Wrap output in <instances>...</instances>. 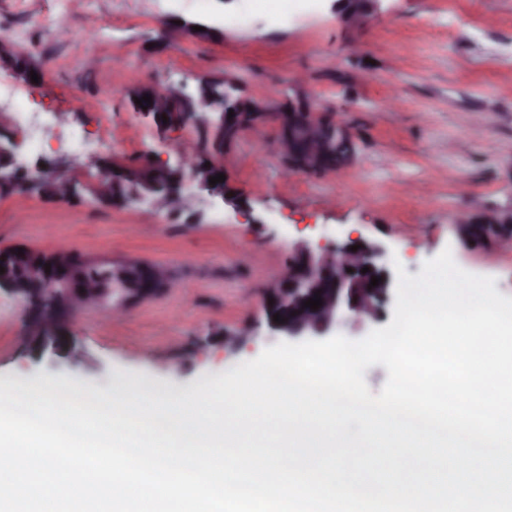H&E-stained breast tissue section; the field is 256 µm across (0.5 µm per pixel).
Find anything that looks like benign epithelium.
Wrapping results in <instances>:
<instances>
[{
    "mask_svg": "<svg viewBox=\"0 0 512 512\" xmlns=\"http://www.w3.org/2000/svg\"><path fill=\"white\" fill-rule=\"evenodd\" d=\"M379 0H332V10L343 22L355 27L363 24L372 14ZM236 82L232 79L220 83L204 97L189 94L179 88L160 84H141L132 91L139 96L151 97L153 109L167 112L171 119L166 128H188L204 125L219 131H231L235 140L250 131L257 130L273 120L277 123L278 138L274 149L280 156L292 160L286 175H305L316 171L340 172L352 163L355 156L354 141L349 132L337 121L314 108L306 111L267 109L261 119L247 122L239 112L228 117L226 102L234 96ZM21 141L12 130L0 121V184L7 183L18 193L46 194L51 190L58 198L71 199L79 194L77 183L64 177V171L54 162L44 161L36 172L17 168L13 157ZM97 170L96 186L99 200L112 203L111 172L93 159ZM145 178L152 181L158 172L176 171L180 179L173 195L167 198L166 209L179 216L189 214L188 222L199 223L201 213L195 209L199 200L229 201L235 207L242 203L231 198L224 183L209 184V178L224 172L213 162L203 170L195 165L193 151L186 145L172 146L168 155L146 161ZM485 223L476 224L466 216L458 223L471 240H485L501 234L500 225L512 223V210L484 214ZM359 249L352 251L350 247ZM386 250L383 245L362 238H350L340 244H305L297 247L289 256L278 279L266 289L264 306L266 326L273 336L287 341L305 338H321L328 335L336 324V317L349 312L357 321H377L390 299L392 276L385 265ZM72 251H41L26 249L21 258L28 262L32 276L41 275L45 265H51L48 275L64 273L65 288H50L45 296L32 302L26 301L27 289L0 277V293L13 298L21 307L28 336L25 341L36 348L61 351L73 362L81 359L77 346L65 339L63 325L66 317L96 309L106 318L126 313L138 302L168 292L177 287L170 271L155 263L131 261L124 263L128 272H136L138 282H130L128 288H101L84 280V263L74 261ZM369 271L364 273L362 268ZM378 285L369 287L372 277ZM320 292L322 306L312 310L304 302ZM280 314L285 322L277 323L274 314Z\"/></svg>",
    "mask_w": 512,
    "mask_h": 512,
    "instance_id": "1",
    "label": "benign epithelium"
}]
</instances>
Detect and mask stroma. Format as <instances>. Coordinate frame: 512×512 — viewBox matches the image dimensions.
<instances>
[{
    "instance_id": "35a3bbf8",
    "label": "stroma",
    "mask_w": 512,
    "mask_h": 512,
    "mask_svg": "<svg viewBox=\"0 0 512 512\" xmlns=\"http://www.w3.org/2000/svg\"><path fill=\"white\" fill-rule=\"evenodd\" d=\"M48 14L64 20L66 35L46 37ZM167 20L201 22L209 33L171 44ZM21 22L28 33L17 47L44 78L30 83L3 60L0 77L27 91L53 127L80 120L103 143L98 158L138 163L190 138L135 115L134 85L193 92L200 79L227 76L245 96L275 105L298 93L335 113L357 155L338 173L285 176L277 126L268 123L219 158L248 213L202 202L197 224L157 207L102 203L91 195L87 157L58 155L83 184L80 200L1 198L0 248L159 263L178 287L120 319L71 316L80 365L30 351L18 304L1 295L0 382L64 379L109 393L135 382L182 395L277 344L263 293L302 242L374 241L386 262L413 276L448 249L461 269L494 278L512 297V246L470 244L457 222L463 213L512 209V0H379L356 30L328 0L300 9L295 0H80L63 10L53 0H0V35Z\"/></svg>"
}]
</instances>
